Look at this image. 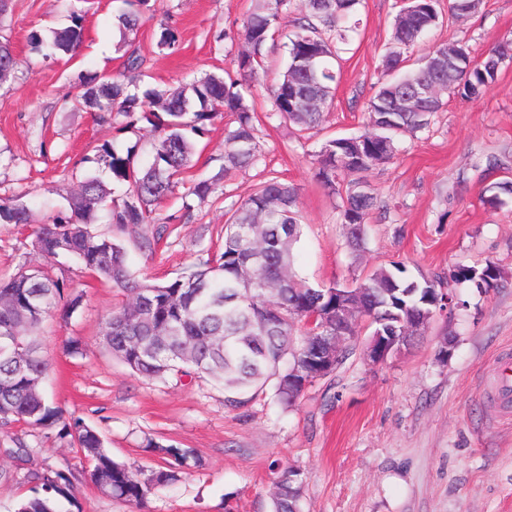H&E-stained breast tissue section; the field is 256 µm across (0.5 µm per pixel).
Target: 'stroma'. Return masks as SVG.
Masks as SVG:
<instances>
[{"instance_id": "35a3bbf8", "label": "stroma", "mask_w": 512, "mask_h": 512, "mask_svg": "<svg viewBox=\"0 0 512 512\" xmlns=\"http://www.w3.org/2000/svg\"><path fill=\"white\" fill-rule=\"evenodd\" d=\"M76 5L12 0L0 19V36L11 40L21 62L11 88L0 91V199L22 197L31 221L0 224V275L43 265L30 227L66 206L101 144L135 148L144 162L152 158L147 132L118 134L89 113L55 107L78 72L122 69L115 48L121 0H89L75 60H46L31 48V29L69 26ZM251 6V0H156L133 37L147 59L148 84L235 70L236 48H217L214 36L240 29ZM395 13L396 0H362L361 38L344 56L333 105L320 126L302 134L274 114L270 100L294 30L285 20L264 72L250 84L261 161L223 175L225 121L215 119L186 177H215L219 187L195 204L189 223L166 225L150 253L140 248V230L110 224L107 211L98 213L96 228L123 245L137 276L162 282L220 250L225 212L276 176L299 190L303 234L295 268L311 283L361 279L393 262L414 275L492 263L500 272L497 287L482 293L472 283H453L462 307L435 317L424 336L379 364L364 356L369 332L359 327L346 362L309 385L293 407L266 393L230 410L223 388L210 380L184 376L163 383L133 375L100 340L101 323L121 304V293L103 279L65 273L67 293L82 301L69 318L53 315L41 328L42 353L52 363L47 396L97 426L117 460L144 471L159 467L145 446L151 437L194 449L202 465L137 508L100 493L78 450L37 430L27 438L37 447L28 462L0 455V468L16 474L0 481V512H13L30 490L26 473L46 460L72 474L71 512H271L273 483L285 468L301 474L303 512H512V417L501 415L494 399L496 360L512 348V195H502L496 207L483 200L489 187L512 182V62L501 64L478 97L448 95L427 128L404 137L392 160L366 173L377 207L361 257L346 244L340 198L327 195L314 177L327 139L365 129ZM168 20L179 34L173 54L156 46L159 26ZM502 40H512V0H480L474 14L443 20L425 44L461 41L480 61ZM72 338L81 342L76 356L64 351Z\"/></svg>"}]
</instances>
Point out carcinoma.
Masks as SVG:
<instances>
[{"instance_id":"cac0c4a2","label":"carcinoma","mask_w":512,"mask_h":512,"mask_svg":"<svg viewBox=\"0 0 512 512\" xmlns=\"http://www.w3.org/2000/svg\"><path fill=\"white\" fill-rule=\"evenodd\" d=\"M150 2L123 0L119 30H136L141 16L152 11ZM360 2L254 0L238 31L246 49L237 56L236 71L208 73L176 87L140 90L130 74L143 72L147 59L124 38L118 44L123 72L105 76L81 71L74 79L76 93L57 101L60 111L89 112L98 121L112 123L118 134L142 123L153 136V161L146 166L131 150L123 153L101 145L94 158L98 170L83 177L67 206L38 225L32 240L41 254L71 259L81 273L102 278L128 296L103 319L100 335L112 339L110 352L133 373L154 381L191 374L209 378L223 384L224 406L230 409L248 406L270 387L278 402L289 408L302 394L298 381L315 369L314 351L321 337L336 333V302L343 289L358 291L362 321L392 335L399 319L435 309L441 290L450 289L452 282L468 281L480 292L498 286V269L491 263L417 277L394 263L374 268L360 281L316 287L294 267L293 251L302 235L297 188L277 178L259 184L225 213L222 251L199 258L188 271L163 283L137 278L123 246L91 229L97 212L106 207L112 223L123 227L156 223L153 214L184 183L199 141L208 132L207 123L217 116L216 104L234 116V125L224 129V173L260 162L257 115L245 85L265 68L268 43L282 17L296 9L294 35L284 44L287 62L270 99L273 112L300 129L318 124L334 100L333 41H348L354 31L348 21ZM441 17L439 0L401 3L377 88L367 103L369 130L330 138L317 155V181L328 194L340 196L347 245L356 254L366 250L367 220L377 207L364 173L390 160L398 140L427 127L443 109L445 95L474 97L495 80L476 69L466 70L458 57L469 52L460 43L452 56L441 45L411 58L410 49L440 24ZM81 20L75 11L72 25L47 34L33 29L28 42L46 57L65 55L72 60L83 44ZM177 45L176 28L162 24L157 47L173 50ZM19 65L9 40H1L0 86L16 78ZM428 88L433 92L418 98L415 108H403L410 90ZM104 173L126 186L125 192L110 196ZM343 175L350 180L343 181ZM215 190V182L199 180L187 195L202 201ZM28 223L29 208L21 198L0 199V224ZM63 292L64 280L38 267L0 278V430L7 433L19 425L55 430L57 440L83 455L93 483L105 486L116 499L140 506L157 490L201 467V460L190 448L149 439L146 447L160 455L162 466L143 477L112 457L97 427L65 415L48 400L43 384L49 362L38 337ZM312 309L319 318L310 328L307 317ZM11 442L0 448L1 455L22 463L33 455L34 448L23 438ZM30 479L35 483L32 494L20 499L14 512H66L62 501L73 502V483L65 471L46 466ZM301 497L300 473L284 470L275 482L273 512H301Z\"/></svg>"}]
</instances>
